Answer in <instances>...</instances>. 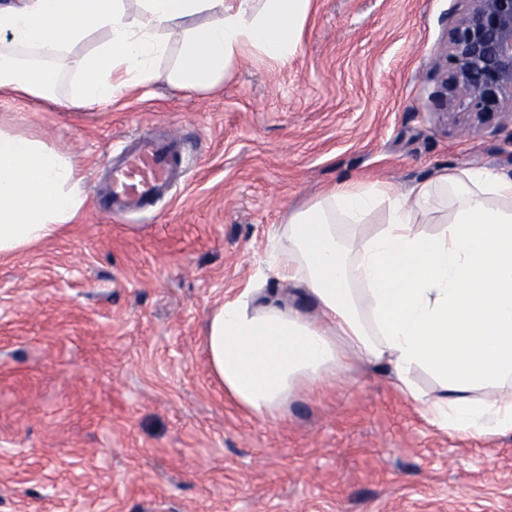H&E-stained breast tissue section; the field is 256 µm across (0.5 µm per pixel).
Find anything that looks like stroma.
Returning a JSON list of instances; mask_svg holds the SVG:
<instances>
[{
  "label": "stroma",
  "instance_id": "obj_1",
  "mask_svg": "<svg viewBox=\"0 0 512 512\" xmlns=\"http://www.w3.org/2000/svg\"><path fill=\"white\" fill-rule=\"evenodd\" d=\"M454 4L316 0L288 65L245 55L205 95L0 99V122L77 158L88 193L58 236L0 259V512H512V433L438 429L359 363L262 421L203 341L274 228L336 184L512 174V119L467 134L440 104ZM148 127L186 140L184 181L150 214L102 213L114 151Z\"/></svg>",
  "mask_w": 512,
  "mask_h": 512
}]
</instances>
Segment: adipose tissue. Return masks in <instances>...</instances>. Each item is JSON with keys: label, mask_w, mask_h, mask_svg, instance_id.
Listing matches in <instances>:
<instances>
[{"label": "adipose tissue", "mask_w": 512, "mask_h": 512, "mask_svg": "<svg viewBox=\"0 0 512 512\" xmlns=\"http://www.w3.org/2000/svg\"><path fill=\"white\" fill-rule=\"evenodd\" d=\"M313 0H0V98L105 110L162 80L211 92L245 54L285 64ZM87 195L77 161L0 125V256L57 236ZM285 282L321 312L281 296ZM212 377L281 417L350 360L386 373L437 428L512 433V177L443 169L409 192L345 182L294 211L263 270L207 319ZM430 375L434 393L417 383Z\"/></svg>", "instance_id": "obj_1"}]
</instances>
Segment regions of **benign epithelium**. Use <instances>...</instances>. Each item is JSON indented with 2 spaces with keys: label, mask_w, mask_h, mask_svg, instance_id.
Returning <instances> with one entry per match:
<instances>
[{
  "label": "benign epithelium",
  "mask_w": 512,
  "mask_h": 512,
  "mask_svg": "<svg viewBox=\"0 0 512 512\" xmlns=\"http://www.w3.org/2000/svg\"><path fill=\"white\" fill-rule=\"evenodd\" d=\"M448 116L484 125L512 112V0H457L437 63Z\"/></svg>",
  "instance_id": "benign-epithelium-1"
}]
</instances>
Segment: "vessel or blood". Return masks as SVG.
I'll use <instances>...</instances> for the list:
<instances>
[{
    "label": "vessel or blood",
    "instance_id": "b4317fda",
    "mask_svg": "<svg viewBox=\"0 0 512 512\" xmlns=\"http://www.w3.org/2000/svg\"><path fill=\"white\" fill-rule=\"evenodd\" d=\"M186 154L185 141L167 134H145L124 146L107 172L100 210L123 217L169 197L186 171Z\"/></svg>",
    "mask_w": 512,
    "mask_h": 512
}]
</instances>
